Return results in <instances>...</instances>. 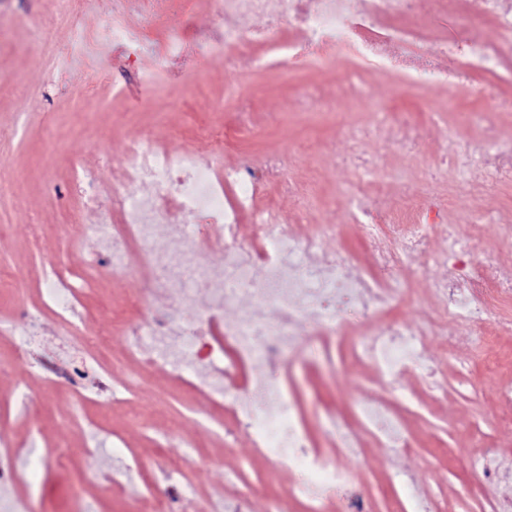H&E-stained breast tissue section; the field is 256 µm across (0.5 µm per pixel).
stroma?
Returning a JSON list of instances; mask_svg holds the SVG:
<instances>
[{"instance_id": "obj_1", "label": "stroma", "mask_w": 512, "mask_h": 512, "mask_svg": "<svg viewBox=\"0 0 512 512\" xmlns=\"http://www.w3.org/2000/svg\"><path fill=\"white\" fill-rule=\"evenodd\" d=\"M116 13L131 25L145 22L141 0H86L76 17L47 0H0V268L23 275L18 286L0 289V317L31 300L43 263L56 252L63 224L74 216L84 224L97 222L105 207L102 192L120 182L118 162L129 140L147 135L170 153H181L194 145L202 128L223 126L224 108L234 93L250 107L246 128L224 146V164L246 157L283 160V171L266 182L262 196L286 214L295 205L288 184L314 180L316 191L298 231L334 226L327 248L352 256L353 273L367 272L370 249L361 225L348 214L352 186L361 172L341 163L347 143L335 115L343 112L361 123L377 112L411 113L416 129L411 152L385 136L367 149L376 164L373 178L386 186L376 204L379 216L402 204L407 182L414 181L422 189L411 202L433 227L426 256L413 266L404 301L383 319L346 313L339 332L326 339L308 322H299L300 344L274 376L297 399L299 421L314 450L336 451L326 429L328 414H343L358 426L355 409L369 398L394 403L405 420L411 445L392 453L360 432L359 450L341 454L352 480L346 487L328 489V501L340 504L370 492L378 500V512H399L410 488L429 500L432 512H512V427L502 425L497 402L500 387L512 385V297L498 302V324L487 335H474L460 324L449 327L447 337H430L424 356L439 363L437 389L413 372L405 380L410 396L402 398L348 358L351 348L383 322L406 329L432 315L435 285L448 272V233L456 231L461 240L469 234L463 219L474 203L471 185L482 186L488 207L512 208V178L491 177L479 164L462 173L446 162L460 139L487 157L512 147V109L498 112L491 137L468 121L469 113L485 108L487 98L511 100L512 79L477 74L467 86L408 89L397 74L366 68L361 72L368 89L365 100L352 105L341 99L333 112H309L301 98L304 89L341 83L350 67L347 59L326 68L303 62L288 72L227 69L224 30L214 22L209 0H171L162 22L148 34L149 50L131 66L99 35L102 20ZM408 14L423 37L451 49L493 33L491 19L466 21L463 0L447 7L436 0H411ZM16 17L36 21L43 37L14 26ZM167 31L188 33L190 50L185 58L163 65L161 40ZM75 153L93 171L94 189L72 188L68 160ZM484 253L495 254L502 271L512 275V234L501 225H484L479 240L463 249L460 258L470 263ZM154 276L148 268L123 278L104 275L99 292L87 302L85 335L101 331V307L125 305L140 282ZM125 347L122 326L113 324L112 376L134 374L138 384L131 405H113L104 418L98 405L78 404L75 396L55 390L46 399L25 403L17 386L32 376L34 367L21 361L12 338L0 337V432L28 447L19 462L22 483L0 487V499L27 502L31 512H148L157 434L144 429L142 417L161 408L178 432L194 442L190 448L165 451L178 463L181 483L203 497L219 489L229 495L233 487L225 476L238 472L257 485L249 512H269L275 499L286 500L288 512H308L305 503L289 497L297 473L260 455L245 433L223 440L215 395L159 367L137 373L124 357ZM487 349L497 356L493 377L487 376L482 361ZM35 355L50 359L62 373L79 361L77 347L47 317ZM484 444L497 448L502 476L489 480L474 469L473 458ZM85 445L96 448L93 461L76 456V448ZM51 448L69 450L65 466L45 465ZM91 466L120 479L100 491L83 478Z\"/></svg>"}]
</instances>
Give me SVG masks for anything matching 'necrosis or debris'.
I'll use <instances>...</instances> for the list:
<instances>
[{
	"label": "necrosis or debris",
	"instance_id": "necrosis-or-debris-1",
	"mask_svg": "<svg viewBox=\"0 0 512 512\" xmlns=\"http://www.w3.org/2000/svg\"><path fill=\"white\" fill-rule=\"evenodd\" d=\"M407 0H210L211 12L224 25V60L236 70L266 68L263 54L272 47L278 52L276 64L287 69L301 58L312 57L322 66L345 57L358 66L398 74L406 88L424 84H460L475 72L496 73L512 51V7L499 0H464L465 13L473 19L492 16L495 36L472 40L458 48V64L451 69L437 65L440 47L426 41L403 25ZM257 17L261 27L243 30L235 19ZM299 36L284 39L285 28ZM104 35L123 49L129 62H136L147 47L144 27L125 24L120 16L104 21ZM236 133L226 124L220 137H204L199 145L179 155L158 148L150 137L132 139L119 165L122 182L108 192L106 208L97 223L70 224L61 249L44 262L42 290L30 304L10 314L0 324V334L18 338L27 349L34 336L29 324L34 314L52 318L56 326L84 347L95 369L93 384L85 373L73 369L66 378L56 376L49 362H42L38 377L54 388L77 391L80 399L101 407L116 402L117 390L131 392L130 379L113 382L112 351L106 338L90 340L81 323L85 302L102 273L115 277L134 268L160 270L157 280L144 282L137 292L142 313L127 324V354L143 366L165 365L175 376L185 369L207 367L215 348L224 351V370L231 373L250 364L248 384L225 392L233 411V424L225 425V436L249 433L261 455L275 463L299 468L307 477L297 482L290 496L306 501L310 512H325L321 493L347 484L349 474L338 457L311 448L310 436L298 421V403L290 398L270 375L290 350L299 344L296 322L306 320L319 335H335L341 325L339 310L346 305L373 312L394 307L405 293L402 276L425 250L430 236L418 212L400 211L390 215V244L375 245L376 225L370 224V207L380 190L379 183L359 186L358 202L351 216L362 224L364 237L372 241V268L366 275L349 273L350 258L327 251V229L303 234L288 224L276 206L262 202L261 188L275 168L244 160L235 166L222 163L223 145ZM151 194H140L142 185ZM235 188L233 199H225V188ZM206 215L210 221L205 238L180 232L173 213ZM254 222L244 226L243 215ZM167 231V245H158L159 231ZM224 242L226 270L215 273L204 259L206 239ZM100 242L101 259L79 269L69 268L67 256L79 246ZM179 281L205 289L212 309L197 312L195 333L206 336L213 313L249 295L250 307L225 322L215 344L186 349L171 310L149 306L148 298L166 283ZM497 283L501 292L512 295V276H501L496 259L483 255L469 265L449 266L447 276L436 287L437 310L428 322L414 329L399 330L385 325L360 341L351 358L370 369L377 380L404 392V378L413 368L435 375L434 363L423 355L428 337L463 323L483 329L494 321L487 298V283ZM278 321H271L270 311ZM362 425L380 447H406L407 439L399 413L383 402L368 401L359 408ZM165 493L157 495V512H247L250 487L238 488L231 499L201 504L194 492L172 480L166 459H159Z\"/></svg>",
	"mask_w": 512,
	"mask_h": 512
}]
</instances>
